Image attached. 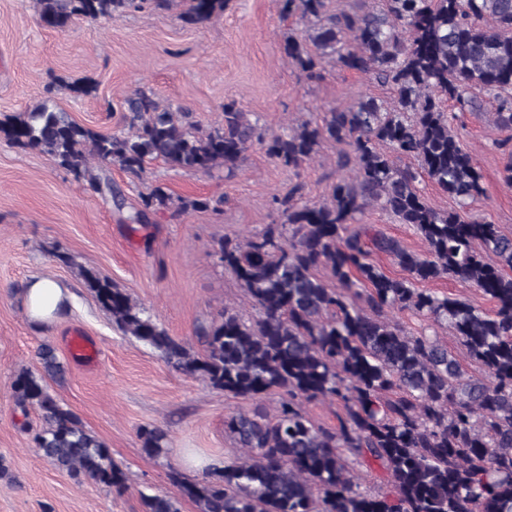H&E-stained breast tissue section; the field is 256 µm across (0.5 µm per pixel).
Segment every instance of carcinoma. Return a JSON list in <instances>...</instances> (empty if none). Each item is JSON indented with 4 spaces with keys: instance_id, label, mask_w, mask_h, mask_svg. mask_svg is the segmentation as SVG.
I'll use <instances>...</instances> for the list:
<instances>
[{
    "instance_id": "obj_1",
    "label": "carcinoma",
    "mask_w": 512,
    "mask_h": 512,
    "mask_svg": "<svg viewBox=\"0 0 512 512\" xmlns=\"http://www.w3.org/2000/svg\"><path fill=\"white\" fill-rule=\"evenodd\" d=\"M281 0L295 27L283 52L310 79L326 67L365 73L394 99L366 98L333 107L321 121H298L266 137L235 100L221 121L203 129L191 112L164 104L139 87L122 102L124 128L102 134L74 122L50 101L0 124L7 143L51 156L95 192L119 195L102 166L140 176L161 160L173 169L210 173L233 169L254 144L277 164L300 169L322 144L349 146L337 164L352 167L327 198L304 197L295 185L273 197L277 218L241 240L224 237L217 254L243 289L256 316L226 306L197 337L196 355L170 336L121 288L82 270L86 288L124 333L159 351L174 368L240 397L277 392L273 415L238 413L224 433L244 455L200 482L178 481L197 512H512V237L500 225L460 211L483 194L482 174L457 132L458 113L478 112L482 97L496 103V124L512 129V0ZM226 0H37L40 20L66 30L75 19L98 20L184 6L187 23L224 14ZM391 148L387 154L381 147ZM417 167H400L393 156ZM427 176L457 205L433 207L417 183ZM204 198L173 197L162 185L141 197L130 217L182 214L210 207ZM380 206L413 227L423 254L359 224ZM492 252L487 262L475 245ZM406 272L385 274L371 249ZM328 279L318 276L319 269ZM453 276L493 302L489 312L416 287ZM366 289L361 295L357 288ZM364 297L366 307L355 299ZM408 311L446 324L467 360L487 378L465 375L458 358L436 335L407 333L385 310ZM40 371L13 381L16 403L39 412L34 441L43 456L74 477L108 488L126 487V472L107 445L48 391L45 380L63 375L55 350H38ZM341 403L345 416L331 431L303 409L313 400ZM142 448L158 456L165 433L144 429ZM383 470L388 490L362 491L349 458ZM145 512H180L166 494L142 496Z\"/></svg>"
}]
</instances>
